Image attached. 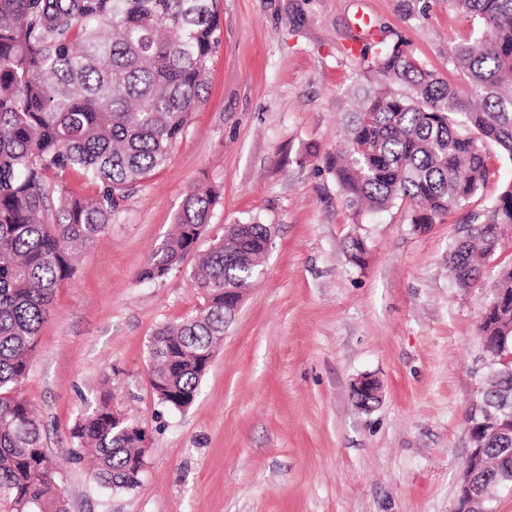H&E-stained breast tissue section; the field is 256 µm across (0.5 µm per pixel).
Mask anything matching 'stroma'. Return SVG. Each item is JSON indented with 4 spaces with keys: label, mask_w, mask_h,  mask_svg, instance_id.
I'll return each instance as SVG.
<instances>
[{
    "label": "stroma",
    "mask_w": 512,
    "mask_h": 512,
    "mask_svg": "<svg viewBox=\"0 0 512 512\" xmlns=\"http://www.w3.org/2000/svg\"><path fill=\"white\" fill-rule=\"evenodd\" d=\"M360 12L377 28L370 53L403 41L457 83L448 44L474 23L446 0H220L203 102L57 289L22 383L68 512H452L482 384L477 327L512 264V227L473 287L452 284L448 252L468 212L512 183V160L492 150L481 194L425 231L407 201L355 221L325 158L359 81L348 49ZM202 184L223 192L211 232L256 220L275 234L195 401L176 411L152 394L148 342L201 306L188 273L209 240L162 279L139 273ZM356 234L361 268L343 250ZM363 374L380 384L367 411L352 394ZM104 391L147 431L128 491L65 459L74 422Z\"/></svg>",
    "instance_id": "1"
}]
</instances>
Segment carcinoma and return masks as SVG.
Masks as SVG:
<instances>
[{
    "label": "carcinoma",
    "mask_w": 512,
    "mask_h": 512,
    "mask_svg": "<svg viewBox=\"0 0 512 512\" xmlns=\"http://www.w3.org/2000/svg\"><path fill=\"white\" fill-rule=\"evenodd\" d=\"M478 22L450 59L466 91L428 70L398 40L356 60L376 80L354 89L342 149L328 173L358 218L399 200L418 209L425 230L482 191L489 146L512 159V0H446ZM220 45L219 0H0V512H67L56 463L46 454L30 402L21 394L39 331L56 289L71 277L75 250L112 223V214L167 160L204 100L210 59ZM77 176L88 199L68 187ZM221 191L197 187L175 228L140 272L165 277L207 232ZM481 228L448 252L458 288L480 278L478 257L497 250L512 224V184L487 213L464 220ZM268 226L239 223L210 239L189 276L201 308L149 341L152 393L171 409L191 405L208 359L224 338V289L251 287ZM361 267L359 236L344 244ZM486 353L479 400L498 404L512 389V318L485 314ZM71 437L94 457L105 489L138 485L145 468L142 426L121 421L104 395L76 421ZM491 469L512 484V423L477 435Z\"/></svg>",
    "instance_id": "obj_1"
}]
</instances>
